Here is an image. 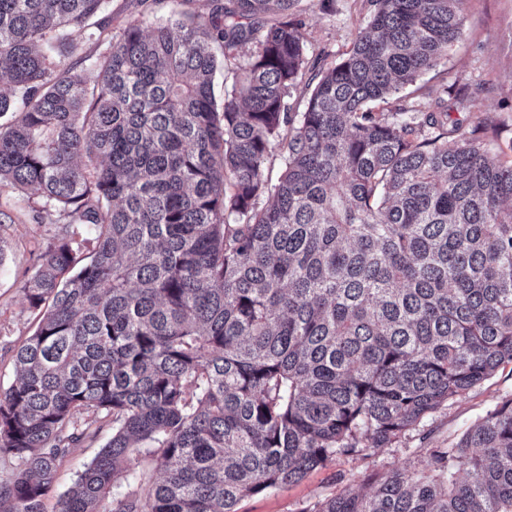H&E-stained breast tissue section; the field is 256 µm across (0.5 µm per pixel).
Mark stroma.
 <instances>
[{
	"label": "stroma",
	"instance_id": "35a3bbf8",
	"mask_svg": "<svg viewBox=\"0 0 512 512\" xmlns=\"http://www.w3.org/2000/svg\"><path fill=\"white\" fill-rule=\"evenodd\" d=\"M213 0H108L105 31L100 38L79 42L70 60L83 63L106 52L136 18L163 23L171 11L209 16ZM298 17L306 33L309 64H329L348 51L357 30L366 25V0H302ZM460 37L434 66L414 83L401 88L381 112L401 105L426 111L437 98L456 86L489 85L476 104L448 103L449 121H461L464 131L480 130L492 152L512 159V0H465ZM493 126H485V119ZM42 198L0 184V392L16 380L14 351L39 323L21 287L41 260L49 239L66 223L62 212L45 211ZM512 397V363L502 365L489 380L443 404L427 415L416 429L385 448H372L354 456H339L329 466L309 473L295 485L242 499L237 512H308L316 501L346 489L364 490L370 478L393 468L423 467L425 451L455 444L486 412ZM112 436L103 426L95 439L72 448L56 477V492H64L84 466Z\"/></svg>",
	"mask_w": 512,
	"mask_h": 512
}]
</instances>
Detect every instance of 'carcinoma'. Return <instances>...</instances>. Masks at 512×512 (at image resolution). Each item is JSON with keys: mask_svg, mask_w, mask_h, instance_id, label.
Here are the masks:
<instances>
[{"mask_svg": "<svg viewBox=\"0 0 512 512\" xmlns=\"http://www.w3.org/2000/svg\"><path fill=\"white\" fill-rule=\"evenodd\" d=\"M104 2L0 0V183L71 217L22 288L45 312L0 396V512H44L103 420L56 512H236L512 363V163L440 101L416 125L367 109L447 52L465 0H368L303 112L301 0L134 19L90 85L40 46L95 37ZM247 45L219 105L215 73ZM310 512H512V397L422 468ZM111 437L112 423L103 426L95 439H88L71 449L58 469L55 490L46 501V511L52 512L57 496L72 484L77 474L83 470L84 466L94 458Z\"/></svg>", "mask_w": 512, "mask_h": 512, "instance_id": "obj_1", "label": "carcinoma"}]
</instances>
